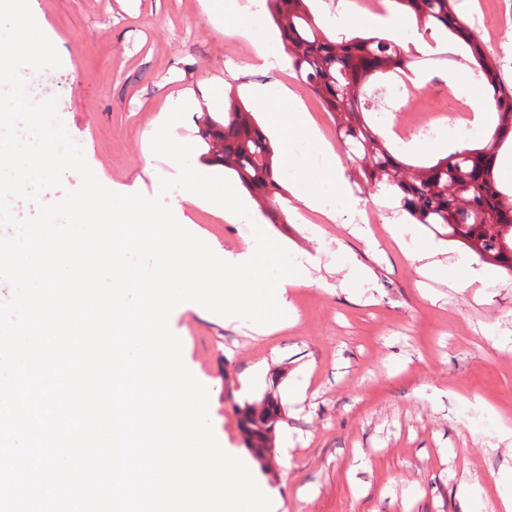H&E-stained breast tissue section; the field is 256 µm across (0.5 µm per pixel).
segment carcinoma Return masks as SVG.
<instances>
[{
	"instance_id": "1",
	"label": "carcinoma",
	"mask_w": 512,
	"mask_h": 512,
	"mask_svg": "<svg viewBox=\"0 0 512 512\" xmlns=\"http://www.w3.org/2000/svg\"><path fill=\"white\" fill-rule=\"evenodd\" d=\"M391 2L396 11L421 25L429 51L445 49L450 38L467 46L468 64L482 80L488 110L495 115L494 130L483 146L456 149L407 177L399 176L404 163L359 115L373 110L368 93L375 81L384 75L396 80L410 76L421 56L407 54L385 32L331 33L308 0H267V6L297 77L326 111L358 116L336 130L349 161L399 200L409 223L448 228L450 240L475 245L481 259L495 262L512 275V232L502 234V225H512V205L503 203L505 193L494 175L500 149L512 140V89L502 83L490 51L458 17L457 0ZM196 136L206 145L211 137L223 140L224 156L208 164L224 168L247 192L269 200L271 206L264 215L270 223H288V213L277 202L284 187L271 139L242 102L231 101L221 121L199 119ZM238 413L244 444L260 463L270 435L276 433L280 403L272 396L262 413H256L248 402Z\"/></svg>"
}]
</instances>
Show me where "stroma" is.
<instances>
[{"label":"stroma","instance_id":"obj_1","mask_svg":"<svg viewBox=\"0 0 512 512\" xmlns=\"http://www.w3.org/2000/svg\"><path fill=\"white\" fill-rule=\"evenodd\" d=\"M29 3L61 65L37 72L28 98L55 99L67 134L106 188L134 184L153 197L161 179L177 176L176 163L154 154L151 139L188 88L199 112L218 119L225 99L241 100L281 148L268 109L249 93L256 80L241 49L249 39L241 0ZM310 8L328 29L342 13L364 18L367 33L389 31L395 15L389 0L378 12L364 0H311ZM456 8L512 87V0H458ZM448 50L451 60L415 66L411 81L420 97L413 109L365 115L410 172L484 143L494 128L490 112L473 127L467 92L480 82L463 49L452 43ZM265 83L286 88L293 110L335 155L354 203L327 207L333 192L323 185L319 208H306L298 179L320 158H290L280 200L287 223H267L265 201L249 200L255 223L312 279L293 288L287 325L255 339L203 308L171 313L185 365L215 391L209 418L218 442L243 449L237 408L269 393L284 410L273 449L278 470L258 474L273 512H489L497 480L512 469L500 439L502 426L512 427V349L486 334L512 338V276L442 232L381 208L383 188L359 176L336 138L346 114L326 112L287 65ZM452 96L459 110L450 115ZM435 117L445 130L436 136L438 150L425 152L417 128ZM163 197L209 246L231 250L251 234L250 225L185 201L181 189ZM365 206L381 210L368 239L355 222ZM422 240L437 251L438 272L427 278L412 259ZM461 278L466 288H454ZM260 362L262 380L243 392ZM301 384L306 393L299 397Z\"/></svg>","mask_w":512,"mask_h":512}]
</instances>
